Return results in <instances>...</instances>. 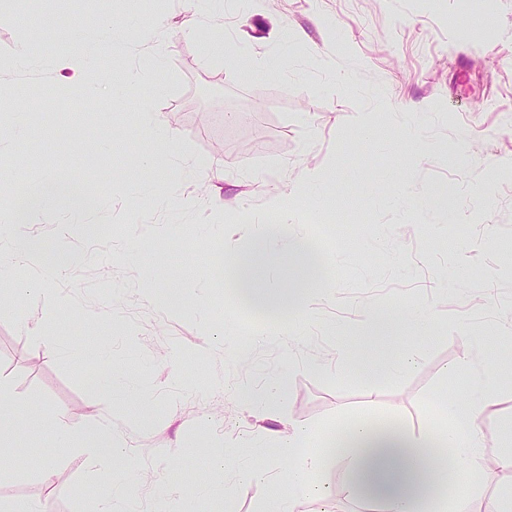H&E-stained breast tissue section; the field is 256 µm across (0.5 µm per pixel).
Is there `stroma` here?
Here are the masks:
<instances>
[{
	"label": "stroma",
	"mask_w": 512,
	"mask_h": 512,
	"mask_svg": "<svg viewBox=\"0 0 512 512\" xmlns=\"http://www.w3.org/2000/svg\"><path fill=\"white\" fill-rule=\"evenodd\" d=\"M109 19L141 42L87 53L64 37L70 22L89 34ZM219 35L283 71L236 76L209 50ZM23 40L30 62L0 75V200L26 199L52 172L82 182L94 210L49 204L27 231L71 258L54 282L61 309L47 313L36 290L13 295L39 271L0 283V378L26 419L0 445V508L95 512L124 485L135 512H269L295 466L281 451L285 421L319 433L363 415L436 426L442 400L485 373L502 380L486 446L512 450V0H27L0 15V59ZM65 55L107 88L79 92L73 112ZM137 66L151 82L128 80ZM20 109L29 124L14 134ZM157 127L204 170L135 166ZM275 195L292 236L329 257L304 298L305 328L287 336L264 334L221 279L225 255L250 244L270 249L287 284V240L268 245L253 222ZM368 308L394 323L364 326ZM408 358L398 377L381 374ZM109 367L124 386L108 394L90 378ZM247 392L266 403L262 416ZM105 419L126 449L112 463L53 437L55 421L84 435ZM345 478L328 469L323 493L294 512H360L330 494ZM468 485L460 473V512L512 496V474L492 465L478 493Z\"/></svg>",
	"instance_id": "35a3bbf8"
}]
</instances>
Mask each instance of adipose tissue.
Masks as SVG:
<instances>
[{"label":"adipose tissue","mask_w":512,"mask_h":512,"mask_svg":"<svg viewBox=\"0 0 512 512\" xmlns=\"http://www.w3.org/2000/svg\"><path fill=\"white\" fill-rule=\"evenodd\" d=\"M25 227L12 207L0 208V274L9 275L18 265L27 264L52 278L61 275V258L43 257L32 244L19 248ZM265 265L266 254L260 250L247 249L232 255L225 278L235 297H250L268 309L298 307L299 298L272 283H258V271ZM498 386L497 378L491 376L483 379L465 402L444 400L440 407L444 426L438 432L430 428L414 431L401 423H379L371 418L339 425L332 434L336 449L329 458L310 451L311 432L307 426L292 425L284 446L299 464L289 475L288 496L279 500L274 512H291L298 499L321 493L317 478L331 459L345 463L343 490L360 495L365 512H455L446 497L425 502V484L437 488L448 485L462 469L479 477L490 456L499 469L512 473V453L490 455L482 433Z\"/></svg>","instance_id":"adipose-tissue-1"}]
</instances>
